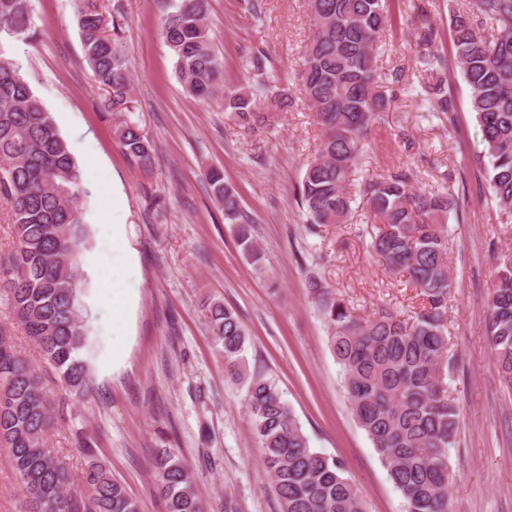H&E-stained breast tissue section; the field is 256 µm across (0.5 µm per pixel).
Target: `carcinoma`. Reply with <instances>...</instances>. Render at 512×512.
Segmentation results:
<instances>
[{"instance_id":"1","label":"carcinoma","mask_w":512,"mask_h":512,"mask_svg":"<svg viewBox=\"0 0 512 512\" xmlns=\"http://www.w3.org/2000/svg\"><path fill=\"white\" fill-rule=\"evenodd\" d=\"M207 6L208 0H180L161 22L176 74L190 97L219 96L239 126L260 127L280 104L268 96L280 81L278 72L258 48L249 58L254 84L224 85V57L214 47ZM307 6L313 34L302 79L322 134L305 165L297 203L308 231L318 235L322 226L347 224L352 218L349 186L366 154L368 133L390 104L385 88L408 92L424 111L446 117L450 125L458 109L448 59L437 47L439 32L433 24L426 21L418 33L416 63L436 75V83L419 88L409 82L405 68L378 66L392 31L385 0H307ZM79 25L84 57L109 93L107 106L119 109L127 104L128 58L108 33L100 0H80ZM484 25L497 36L485 37ZM0 31L33 38L32 0H0ZM449 36L490 160L491 200L512 218V0H467L464 11L453 16ZM115 134L137 164L151 167L153 147L138 124L123 120ZM205 177L224 206V221L234 225L238 245L253 263H261L251 221L224 183V172L211 168ZM0 193L10 204L15 238L13 251L0 264V294L65 392L87 398L93 393L83 357L89 338L88 282L77 267L88 242L79 206L85 195L83 172L19 65L1 56ZM363 196L380 220L371 235L373 255L388 270L406 274L418 291L420 307L412 322L387 310L360 318L314 276L308 288L327 323L329 347L341 366L355 420L400 492L405 512H453L448 486L455 474L448 449L456 444L460 409L448 388L455 363L446 328L454 288L448 270V213L462 210L460 197L448 189L418 191L412 169L402 167L369 180ZM490 288L486 332L502 380L512 387L511 255L492 274ZM208 319L227 371L239 375L247 342L243 324L221 303L210 306ZM246 397L252 433L283 512H367L341 465L310 448L274 381H249ZM51 407L39 370L0 332V447L8 450L22 484L23 512L78 510L69 468L45 447L54 426ZM78 439L89 457L81 477L87 512H138L124 485L95 458L91 439L83 432ZM152 467L166 512H204L192 472L172 449H159Z\"/></svg>"}]
</instances>
